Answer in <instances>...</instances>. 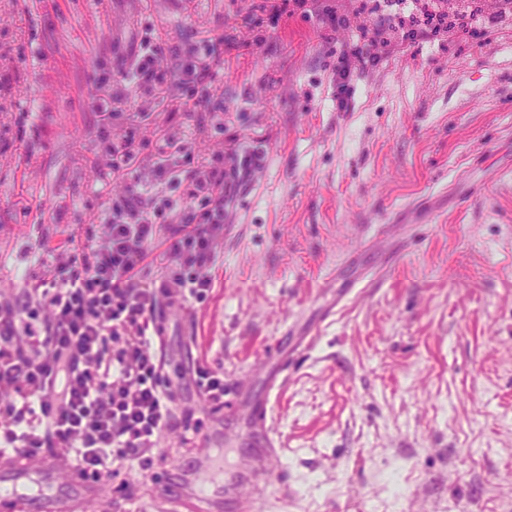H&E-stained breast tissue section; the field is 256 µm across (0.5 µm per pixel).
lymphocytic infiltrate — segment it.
Here are the masks:
<instances>
[{
	"instance_id": "obj_1",
	"label": "lymphocytic infiltrate",
	"mask_w": 512,
	"mask_h": 512,
	"mask_svg": "<svg viewBox=\"0 0 512 512\" xmlns=\"http://www.w3.org/2000/svg\"><path fill=\"white\" fill-rule=\"evenodd\" d=\"M408 32L470 35L477 10L454 14L418 0ZM128 197L114 204L106 238L51 264L25 304L0 301V454L50 448L88 478L114 463L144 464L158 438L199 431L191 413L175 416L174 380L155 347L160 306L203 302L224 231V171L187 169L190 213L132 207L142 180L126 171ZM166 249L155 272L147 256L159 226Z\"/></svg>"
}]
</instances>
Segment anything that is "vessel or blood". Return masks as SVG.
<instances>
[{
  "mask_svg": "<svg viewBox=\"0 0 512 512\" xmlns=\"http://www.w3.org/2000/svg\"><path fill=\"white\" fill-rule=\"evenodd\" d=\"M273 366L266 376V394L239 403L236 389H227L214 414L223 426L194 434L192 462L174 480L157 484L155 494L168 512H260L270 494L287 496L288 473L279 436L269 423V392L280 386L290 361L271 348ZM236 448L232 462L213 450L215 443ZM107 482L81 476L56 453L31 458L20 453L0 457V512H85L108 492Z\"/></svg>",
  "mask_w": 512,
  "mask_h": 512,
  "instance_id": "vessel-or-blood-1",
  "label": "vessel or blood"
}]
</instances>
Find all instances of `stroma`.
I'll return each instance as SVG.
<instances>
[{
  "label": "stroma",
  "mask_w": 512,
  "mask_h": 512,
  "mask_svg": "<svg viewBox=\"0 0 512 512\" xmlns=\"http://www.w3.org/2000/svg\"><path fill=\"white\" fill-rule=\"evenodd\" d=\"M361 4L0 0V295L105 234L130 125L147 209L187 202L157 177L175 162L160 139L203 171L256 153L208 299L162 311L186 376L175 410L209 426L198 365L257 393L268 347L312 329L272 399L290 491L264 512H512V14L482 0L478 37L407 41L391 22L414 0ZM149 36L173 79L217 64L213 111L126 80ZM358 45L364 64L340 78ZM180 443L163 434L148 470L116 482L148 494Z\"/></svg>",
  "instance_id": "obj_1"
}]
</instances>
